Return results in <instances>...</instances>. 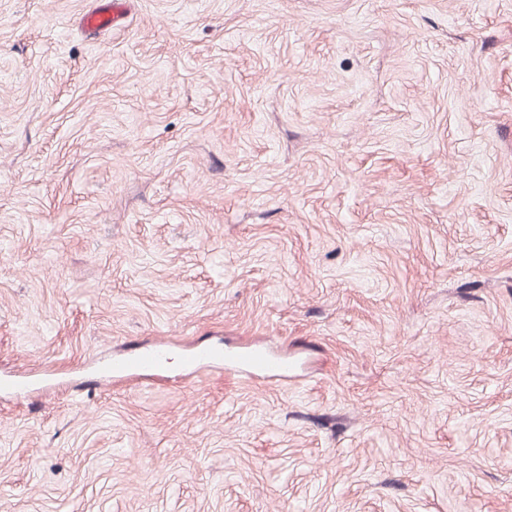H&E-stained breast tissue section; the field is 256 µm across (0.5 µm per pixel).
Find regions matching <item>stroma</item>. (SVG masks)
Instances as JSON below:
<instances>
[{
  "label": "stroma",
  "instance_id": "obj_1",
  "mask_svg": "<svg viewBox=\"0 0 512 512\" xmlns=\"http://www.w3.org/2000/svg\"><path fill=\"white\" fill-rule=\"evenodd\" d=\"M105 2L0 0V512H512V0ZM165 354L162 347L135 350L112 363V371L123 374L160 372L164 368ZM224 362L230 366L248 371L252 374H271L283 376L288 374L293 365L288 357L276 356L267 352H222L215 349L192 351L184 359V367L191 371L203 367L208 363Z\"/></svg>",
  "mask_w": 512,
  "mask_h": 512
}]
</instances>
